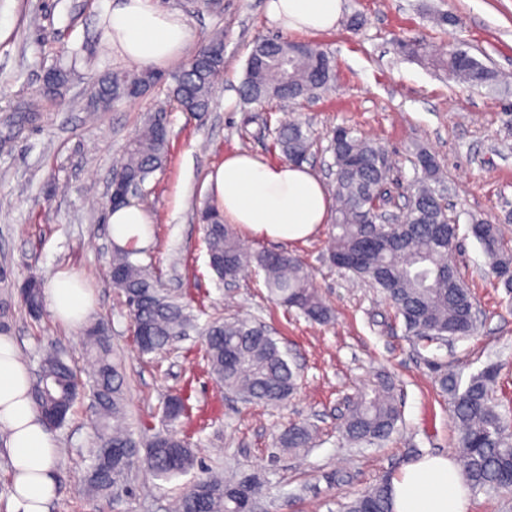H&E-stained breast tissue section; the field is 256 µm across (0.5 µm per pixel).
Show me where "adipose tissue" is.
<instances>
[{"label": "adipose tissue", "mask_w": 512, "mask_h": 512, "mask_svg": "<svg viewBox=\"0 0 512 512\" xmlns=\"http://www.w3.org/2000/svg\"><path fill=\"white\" fill-rule=\"evenodd\" d=\"M343 0H269L267 16L285 32L323 33L335 28ZM107 17L112 49L125 64L163 68L182 58L197 34L179 11L158 0H116ZM207 185L224 220L253 238L278 243L305 240L330 212L329 193L304 164H272L245 152L225 155L207 176ZM109 233L121 248H143L151 236L145 209L130 203L109 213ZM54 317L71 326L82 322L93 305L78 275L61 269L48 284ZM31 375L13 340L0 336V430L12 472V512H48L57 493V443L30 395ZM394 512H469L466 481L447 454L427 455L406 465L393 478Z\"/></svg>", "instance_id": "adipose-tissue-1"}]
</instances>
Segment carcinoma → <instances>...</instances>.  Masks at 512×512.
I'll use <instances>...</instances> for the list:
<instances>
[{
  "label": "carcinoma",
  "mask_w": 512,
  "mask_h": 512,
  "mask_svg": "<svg viewBox=\"0 0 512 512\" xmlns=\"http://www.w3.org/2000/svg\"><path fill=\"white\" fill-rule=\"evenodd\" d=\"M213 45H224L223 37L216 35L200 45L167 77L169 95L182 111L195 117L210 111L223 71L224 55L209 54ZM436 64L449 79L470 86L491 87L498 82L493 70L461 46ZM335 77L333 57L320 45L264 38L248 56L241 98L246 103H293L328 89ZM167 78L153 69L105 73L93 87L89 107L107 112L118 103L144 97ZM168 124L165 110L149 114L126 144L113 179L143 184L163 169L168 160ZM315 145L304 121L293 119L278 127L275 146L291 163L306 162ZM327 150L335 167L333 227L338 229L327 249L329 264L350 261L346 270L385 294L410 336L444 341L475 334L477 325L469 312L473 296L453 263L459 229L448 223V204L436 187L441 171L435 156L424 148L416 151L420 174L412 185L406 214L396 224H384L379 212L384 204L380 189L391 174L388 151L349 126L336 127V138L329 140ZM199 220L204 224L208 265L219 278L234 281L245 268L254 266L263 272L265 286L276 303L296 309L313 323L326 325L334 320L333 308L295 254L286 248L244 251L234 225L224 222L223 212L213 203L200 209ZM470 232L488 257L492 273L511 293L512 252L505 248L498 225L477 220L470 225ZM137 255L135 249L115 250L109 280L136 319L140 350L159 353L186 335L193 314L182 296L161 288ZM22 301L29 315L42 314L40 280H28ZM100 324L98 320L84 329L82 346L93 366L89 380H83L61 353L43 354L31 388L42 418L59 429L76 401L89 398L95 413L96 442L84 482L95 494L107 495L125 484L135 468L143 467L164 482L187 475L196 466L187 438L157 431L144 440L120 425L126 414L125 376L121 361L112 355L111 339L98 335ZM203 346L215 382L247 402L284 404L296 388L298 372L288 360V350L256 320L215 319L203 333ZM497 378L498 367L489 365L466 379L458 372H443L438 382L451 403L467 485L476 493L507 495L512 492V423L509 412L501 410L492 397ZM393 390V385L380 377L371 391H356L341 426L345 442L375 444L390 437L400 418ZM164 413L169 422L178 421L187 415L186 400L177 394L168 396ZM314 433L310 423L290 422L277 435L276 445L287 452L304 451L311 447ZM259 494L260 484L255 479L233 480L204 472L183 485L176 512H251ZM340 512H393L390 480L384 478L349 498L340 504Z\"/></svg>",
  "instance_id": "carcinoma-1"
}]
</instances>
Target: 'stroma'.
I'll use <instances>...</instances> for the list:
<instances>
[{
  "instance_id": "1",
  "label": "stroma",
  "mask_w": 512,
  "mask_h": 512,
  "mask_svg": "<svg viewBox=\"0 0 512 512\" xmlns=\"http://www.w3.org/2000/svg\"><path fill=\"white\" fill-rule=\"evenodd\" d=\"M266 2L223 0L221 11L210 12L195 0H160L162 7L186 16L198 38L224 32L223 76L210 112L197 121L163 85L111 111L89 112L99 74L125 67L107 35L108 0H0V131L15 132L10 147L0 151V267L11 275L10 288L0 287V302L11 305L9 334L28 369L53 346L87 375L82 326L62 324L47 310L32 318L19 296L30 278L46 283L56 270L71 269L93 292L91 317L112 325V348L125 367L126 424L132 431L146 424L158 430L169 426L164 401L187 393L188 417L170 426L190 438L209 472L260 477L255 512H338L340 502L396 477L412 460L456 453L438 368L470 374L500 365L493 396L512 408V296L490 275L481 245L466 231L475 220L500 225L512 248V79L506 89L491 92L456 84L435 64L461 43L486 65L512 76V0H344V15L361 16L359 30L341 22L330 32L289 36L321 44L334 57V85L285 109L275 102L247 105L239 94L254 42L279 35L266 16ZM441 13L450 20L439 26L434 19ZM415 39L426 44L428 58L399 54V41ZM61 64L70 74L59 105L42 89L45 74ZM35 99L40 121L21 122L25 106ZM159 105L168 111L169 159L144 185L141 204L153 234L139 259L166 287L182 293L196 328L174 350L144 354L129 312L107 278L112 244L108 215L97 202L107 196L127 142ZM291 114L320 136L308 165L324 183L333 180L326 147L336 126L352 127L388 149L396 162L385 206L389 213L400 212L416 176L414 148L435 155L448 214L461 228L454 262L482 310L476 335L444 344L407 335L402 317L379 290L355 283L350 272L326 262L334 232L329 224L289 249L332 305L331 324L309 323L270 301L262 274L254 270L232 282L210 270L204 227L196 217L211 198L208 173L236 151L282 162L268 131ZM238 315L261 321L287 347L300 379L286 404L243 402L208 375L199 331L213 318ZM380 376L390 378L401 405L396 430L380 444H347L340 435L345 400ZM88 405V399L79 400L55 433L58 493L48 512H172L182 479L163 482L141 468L132 473L130 491H118L109 502L87 492L83 475L95 442ZM301 419L316 427L313 447L301 456L276 448L283 425Z\"/></svg>"
}]
</instances>
